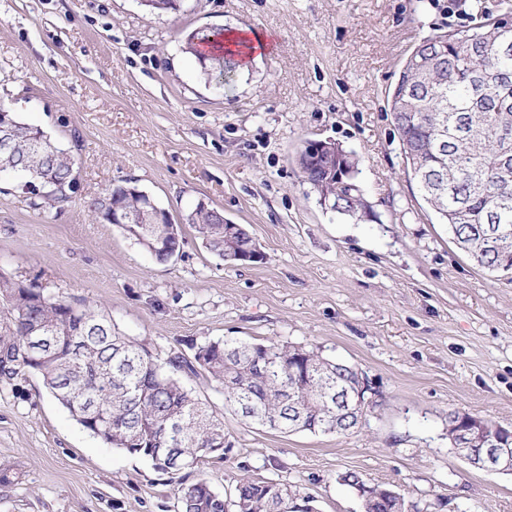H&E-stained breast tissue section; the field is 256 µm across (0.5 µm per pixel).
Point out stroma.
Returning <instances> with one entry per match:
<instances>
[{"label": "stroma", "mask_w": 512, "mask_h": 512, "mask_svg": "<svg viewBox=\"0 0 512 512\" xmlns=\"http://www.w3.org/2000/svg\"><path fill=\"white\" fill-rule=\"evenodd\" d=\"M0 0V103L73 148L72 202L48 210L0 180V272L107 313L159 354L218 339L287 341L353 365L371 390L344 435L247 423L202 376L183 381L224 421L201 472L233 497L270 478L314 512H361L342 474L403 495L406 512H512V474L471 466L448 414L512 426V279L453 242L406 169L387 95L422 41L512 0ZM202 27L274 33L224 85L185 50ZM358 160L370 214L325 209L305 141ZM128 181L181 221L197 204L246 225L263 258L230 263L183 224L155 261L89 204ZM179 477L84 430L35 375L0 385V512H178Z\"/></svg>", "instance_id": "stroma-1"}]
</instances>
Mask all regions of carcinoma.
Segmentation results:
<instances>
[{"instance_id": "carcinoma-1", "label": "carcinoma", "mask_w": 512, "mask_h": 512, "mask_svg": "<svg viewBox=\"0 0 512 512\" xmlns=\"http://www.w3.org/2000/svg\"><path fill=\"white\" fill-rule=\"evenodd\" d=\"M220 30L199 29L188 39L207 76L233 64L213 48ZM404 162L422 199L461 250L491 274L512 276V20H488L450 30L417 45L389 96ZM14 149L0 153V174L26 178L44 173L60 190L39 200L51 207L73 198L76 156L62 149L35 151L42 131L10 114ZM330 162L347 164L350 176L324 181L322 158L307 162L305 180L321 185L319 199L336 212L364 217L355 181L357 162L336 147ZM95 219L127 216L126 232L138 243L152 239L158 215L142 205L128 182L111 184L93 201ZM182 222L192 224L205 247L224 258V214L198 204ZM340 385L358 383L347 363L288 342L211 341L192 356L162 358L120 333L102 312L74 306L39 288H17L0 273V384L27 373L90 434L105 444L150 460L167 473H193L207 459L224 457V424L179 374L204 373L224 389L225 400L250 424L274 418L283 432L343 435L360 419L336 421V403L322 399L323 374ZM193 466L183 468L182 462ZM283 484L243 478L235 487V512H311L281 495ZM179 512H226L224 496L203 478L180 483ZM366 512H397L387 486Z\"/></svg>"}]
</instances>
